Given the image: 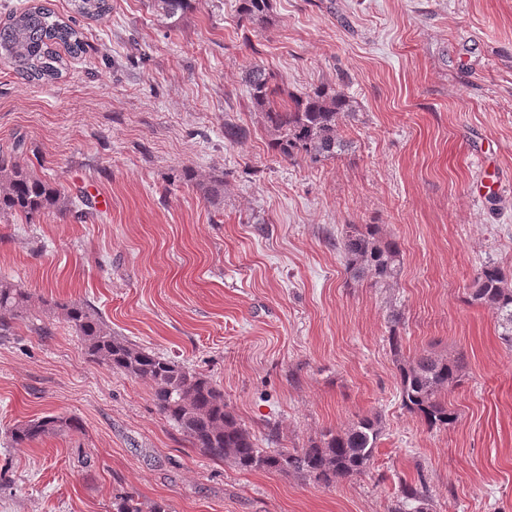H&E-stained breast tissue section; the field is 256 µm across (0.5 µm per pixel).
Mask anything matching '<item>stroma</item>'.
Segmentation results:
<instances>
[{
	"label": "stroma",
	"instance_id": "obj_1",
	"mask_svg": "<svg viewBox=\"0 0 512 512\" xmlns=\"http://www.w3.org/2000/svg\"><path fill=\"white\" fill-rule=\"evenodd\" d=\"M43 2L87 51L50 80L0 61V152L88 217L0 214V278L31 295L0 340V512H112L125 492L170 512H391L420 478L433 512H512V348L469 301L485 262L512 278V0H273L261 26L238 0H195L173 24L148 0H109L100 18ZM256 63L292 94L349 97L341 155L270 148L245 82ZM228 123L246 139L226 140ZM350 224L399 241L393 287L348 284L336 239ZM75 300L206 375L279 447L379 414L370 469L323 487L201 455L149 382L90 360L57 308ZM393 309L404 356L465 354L455 425L428 430L402 407ZM47 415L79 427L12 444Z\"/></svg>",
	"mask_w": 512,
	"mask_h": 512
}]
</instances>
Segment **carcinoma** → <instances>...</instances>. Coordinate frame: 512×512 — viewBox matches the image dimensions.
Returning <instances> with one entry per match:
<instances>
[{
	"mask_svg": "<svg viewBox=\"0 0 512 512\" xmlns=\"http://www.w3.org/2000/svg\"><path fill=\"white\" fill-rule=\"evenodd\" d=\"M72 2L75 13L84 17H99L110 9L108 0ZM154 5L163 17L172 19L185 14L192 0H154ZM271 9L272 0H241L240 19L260 24ZM60 45L74 55L84 52L80 32L43 4L12 13L0 24V59L28 80L59 76L63 67L57 51ZM246 82L271 136L270 147L283 158L299 156L319 163L345 150L340 126L342 120L355 115V110L343 92L319 87L285 100L281 98L277 75L259 64L248 69ZM51 207L83 219V212L72 209L69 196L43 180L32 167L21 165L12 156H0V213L20 215L32 223ZM336 247L344 258L350 280L368 279L371 285L382 288L396 282L401 245L395 239L381 238L378 225H347ZM29 300L25 289L0 279V340L14 335ZM469 302L495 315L498 335L511 347L512 286L498 265L489 263L478 270ZM58 309L63 320L82 337L93 360L127 376L150 381L153 400L161 413L178 426L190 447L212 460H229L244 471L296 474L326 487L364 473L373 461L382 433L376 414L357 417L343 431H327L304 448H262L228 410L224 392L208 377L112 335L102 316L87 303H61ZM388 324V342L396 363L403 408L429 430L453 426L459 415L448 405L446 394L461 384L465 356L448 359L424 352L407 360L401 353L398 331L401 315L391 312ZM76 428L78 422L71 418L46 416L15 425L11 438L17 444L31 443ZM431 503V492L421 479L419 484L405 487L393 512H430ZM112 512H144L143 503L137 495L125 493L112 501Z\"/></svg>",
	"mask_w": 512,
	"mask_h": 512,
	"instance_id": "1",
	"label": "carcinoma"
}]
</instances>
